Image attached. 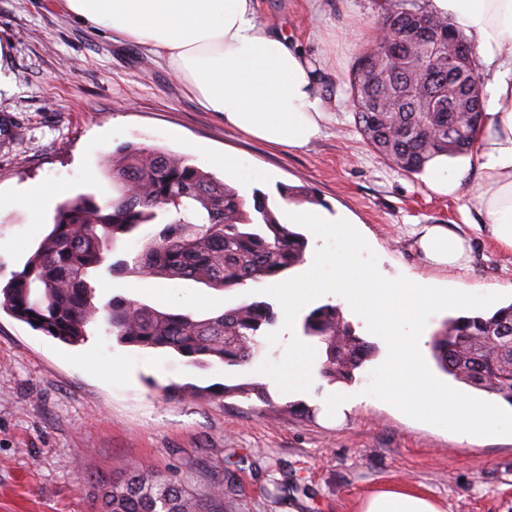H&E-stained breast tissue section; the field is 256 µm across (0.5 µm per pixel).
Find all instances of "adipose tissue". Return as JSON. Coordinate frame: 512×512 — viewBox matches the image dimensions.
<instances>
[{
	"instance_id": "ef3b65f1",
	"label": "adipose tissue",
	"mask_w": 512,
	"mask_h": 512,
	"mask_svg": "<svg viewBox=\"0 0 512 512\" xmlns=\"http://www.w3.org/2000/svg\"><path fill=\"white\" fill-rule=\"evenodd\" d=\"M64 10L119 33L175 73L202 111L273 146L301 148L324 131L331 102L315 57L257 18L254 0H63ZM474 46L489 97L474 159L477 203L494 238L512 249V0H429ZM434 265L464 268L466 239L442 224L420 228ZM363 512H438L401 490L370 497Z\"/></svg>"
}]
</instances>
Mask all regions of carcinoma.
Masks as SVG:
<instances>
[{
	"label": "carcinoma",
	"mask_w": 512,
	"mask_h": 512,
	"mask_svg": "<svg viewBox=\"0 0 512 512\" xmlns=\"http://www.w3.org/2000/svg\"><path fill=\"white\" fill-rule=\"evenodd\" d=\"M378 25L389 38L361 53L349 83L357 131L405 175L423 173L438 157L473 154L488 105L474 47L428 0H383ZM419 29L428 38L413 35ZM102 167L116 196L101 204L92 195L60 203L22 271L0 286V307L69 345L84 342L102 319L122 345L173 351L198 365L251 361L277 320L270 304L253 301L198 318L121 296L100 301L99 278L105 272L242 287L300 264L304 235L277 221L266 195L255 191L249 203L185 157L127 146ZM152 224L160 229L145 235L140 252L108 262L117 241ZM302 333L324 345L320 374L331 382L353 379L376 352L335 305L306 315ZM430 346L445 373L512 404V303L448 319ZM95 482L100 512H224L222 479L200 493L132 466L119 479Z\"/></svg>",
	"instance_id": "cac0c4a2"
}]
</instances>
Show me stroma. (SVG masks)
<instances>
[{"label":"stroma","mask_w":512,"mask_h":512,"mask_svg":"<svg viewBox=\"0 0 512 512\" xmlns=\"http://www.w3.org/2000/svg\"><path fill=\"white\" fill-rule=\"evenodd\" d=\"M257 13L318 57L319 85L335 102L323 135L305 148L267 146L226 128L153 56L67 16L60 0H0V70L13 85L0 95V193L32 182L48 193L39 211L0 209V283L22 270L48 233L55 188L112 198L99 162L132 144L187 157L244 197L266 194L283 224L281 188L302 189L300 204L355 224L384 278H420L512 303V249L494 240L476 204L481 172L473 157L449 160L460 185L439 193L424 175H404L380 159L354 126L348 81L374 37L377 0H257ZM211 154L234 156L263 176L242 181L209 166ZM424 224L467 238L469 269L431 264L413 236ZM134 282L104 278L101 296L171 312L196 296L193 312L202 317L256 299L249 285L218 291L175 281L169 301ZM342 312L375 355L352 381L331 384L316 373L309 392L290 395L260 371L263 361L283 358L287 332L245 365L200 367L172 352L119 345L101 324L84 343L67 345L0 308V512H94L96 477L119 476L132 464L199 491L223 477L224 512H361L370 494L390 488L423 495L441 512H512V435L462 440L387 402L362 400L387 347L350 307ZM90 355L99 371L88 368ZM115 358L128 379L105 374ZM240 383L265 385L269 401L224 396L225 386ZM186 384L207 393L163 392ZM333 392L358 398L337 426L319 415ZM294 403L301 411L286 412Z\"/></svg>","instance_id":"stroma-1"}]
</instances>
